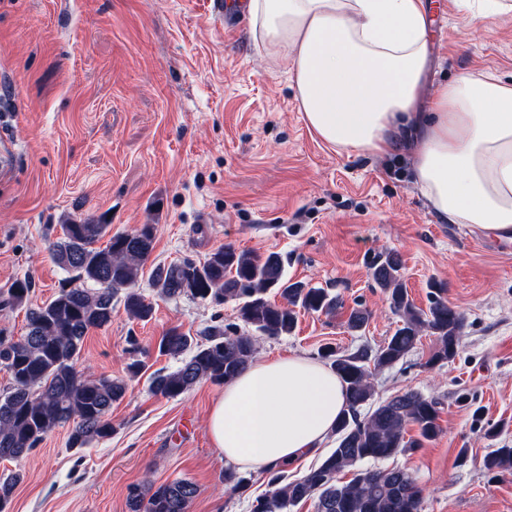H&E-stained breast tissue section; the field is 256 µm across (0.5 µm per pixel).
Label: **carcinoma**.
Instances as JSON below:
<instances>
[{"mask_svg":"<svg viewBox=\"0 0 512 512\" xmlns=\"http://www.w3.org/2000/svg\"><path fill=\"white\" fill-rule=\"evenodd\" d=\"M62 236L53 242L51 258L66 274L64 284L47 303L27 310V330L14 341L0 339V365L12 386L0 393V459L19 461L62 423L72 424L69 445L83 448L114 432L107 418L112 405L127 390L122 380L92 378L77 367L85 337L112 320V300L122 295L126 313L145 321L153 305L136 288L143 267L155 248L156 225L142 224L130 233L110 234V225L95 220H65ZM107 239L106 245L99 242ZM373 278L387 297L401 325L374 352L341 355L333 348L323 356L345 385L347 408L336 422V448L302 476L291 478L284 468H270V493L256 500L252 512H289L312 499L316 512H422L423 489L400 468H364L367 461H385L413 452L442 431L438 403L406 392L375 403L372 371L391 367L417 346L423 332L436 337V349L426 361L433 366L455 358L464 318L439 293L427 309L409 297L398 257L387 254L374 265ZM151 282L166 298L188 296L216 305L236 304L235 324H217L200 344L177 327L159 339L161 355L187 358L152 381L155 393L174 398L200 381L227 383L252 362L262 338L292 334L298 311L330 315L339 303L325 289L292 281L280 254L257 255L231 245L218 248L204 261L183 259L158 264ZM32 289L29 278L10 289L12 304L21 306ZM280 297L281 301L274 300ZM366 412H361L363 407ZM415 435L409 437V429ZM483 468L498 476L512 475V447L484 455ZM19 476L0 480V512H8ZM197 493L188 479L129 487L132 512H188Z\"/></svg>","mask_w":512,"mask_h":512,"instance_id":"carcinoma-1","label":"carcinoma"}]
</instances>
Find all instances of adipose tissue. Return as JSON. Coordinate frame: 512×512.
Returning a JSON list of instances; mask_svg holds the SVG:
<instances>
[{"instance_id":"obj_1","label":"adipose tissue","mask_w":512,"mask_h":512,"mask_svg":"<svg viewBox=\"0 0 512 512\" xmlns=\"http://www.w3.org/2000/svg\"><path fill=\"white\" fill-rule=\"evenodd\" d=\"M269 53L288 52L308 127L340 151L410 142L439 219L512 235V86L462 75L418 109L428 61L423 0H248ZM345 408L336 374L303 355L266 358L224 387L207 430L225 464L265 470L322 448Z\"/></svg>"}]
</instances>
